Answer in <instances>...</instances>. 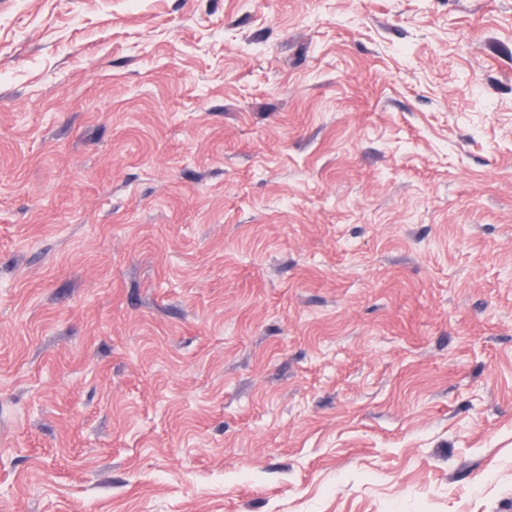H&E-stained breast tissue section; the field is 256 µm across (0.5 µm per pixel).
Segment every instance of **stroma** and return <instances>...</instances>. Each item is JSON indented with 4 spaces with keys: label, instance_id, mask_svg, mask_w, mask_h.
I'll use <instances>...</instances> for the list:
<instances>
[{
    "label": "stroma",
    "instance_id": "1",
    "mask_svg": "<svg viewBox=\"0 0 512 512\" xmlns=\"http://www.w3.org/2000/svg\"><path fill=\"white\" fill-rule=\"evenodd\" d=\"M0 512H512V0H0Z\"/></svg>",
    "mask_w": 512,
    "mask_h": 512
}]
</instances>
